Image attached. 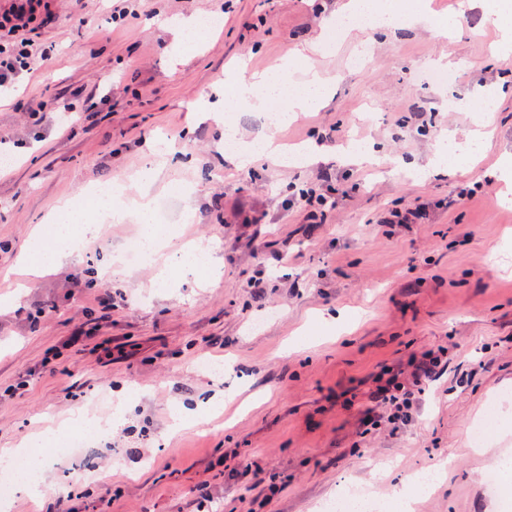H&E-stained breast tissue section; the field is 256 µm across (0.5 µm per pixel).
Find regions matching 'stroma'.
<instances>
[{
	"mask_svg": "<svg viewBox=\"0 0 512 512\" xmlns=\"http://www.w3.org/2000/svg\"><path fill=\"white\" fill-rule=\"evenodd\" d=\"M389 35L337 33L343 0H144L116 23L110 0H52L35 39L49 48L13 95L0 99V299L17 293L16 257L58 204L93 186L133 182L152 144L171 148L151 189L173 234L164 251L211 249L217 282L155 285L154 265L113 260L137 225L111 224L18 304L0 306V449L34 440L77 410L105 418L117 398L121 427L84 432L72 454L47 453L38 501L11 495L5 512H322L347 486L397 508V492L425 467L448 463L413 512H504L489 487L492 460L512 458V206L497 178L512 152V53L482 8L458 0L432 15L451 35L417 23L418 0ZM220 17L199 42L178 45L184 21ZM313 59H292L315 37ZM287 65L293 81L330 77L317 112L269 129L264 113H225L226 124L284 145L323 141L316 163L258 159L237 170L224 129L195 107L217 101L225 79ZM452 75L445 86L433 75ZM66 106L65 130L35 123L39 102ZM482 134L467 163L421 178L390 158L423 164L440 133ZM376 144L375 163L349 162L351 139ZM326 194V214L292 204L294 187ZM426 205L418 224L391 211ZM110 279L76 288L77 271ZM264 275L255 295L249 282ZM341 314L336 327L318 312ZM442 355L443 370L411 424L364 431L375 378L411 356ZM25 390L13 392L19 380ZM223 390L202 422L172 434L171 411ZM494 419L482 447L469 430Z\"/></svg>",
	"mask_w": 512,
	"mask_h": 512,
	"instance_id": "stroma-1",
	"label": "stroma"
}]
</instances>
